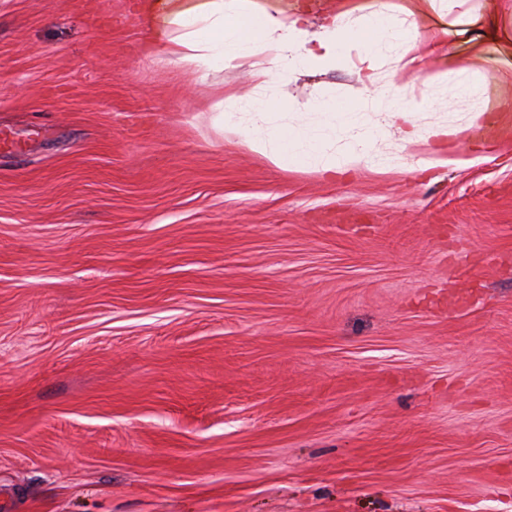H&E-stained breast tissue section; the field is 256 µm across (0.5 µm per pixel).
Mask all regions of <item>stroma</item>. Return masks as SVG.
<instances>
[{"label": "stroma", "mask_w": 512, "mask_h": 512, "mask_svg": "<svg viewBox=\"0 0 512 512\" xmlns=\"http://www.w3.org/2000/svg\"><path fill=\"white\" fill-rule=\"evenodd\" d=\"M387 6L423 40L429 0ZM132 0H0V512H512V141L286 170L217 136L257 98L512 109V48L264 84L148 55ZM476 92L430 83L449 55Z\"/></svg>", "instance_id": "stroma-1"}]
</instances>
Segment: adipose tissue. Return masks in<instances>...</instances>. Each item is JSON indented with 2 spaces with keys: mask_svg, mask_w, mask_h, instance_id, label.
Listing matches in <instances>:
<instances>
[{
  "mask_svg": "<svg viewBox=\"0 0 512 512\" xmlns=\"http://www.w3.org/2000/svg\"><path fill=\"white\" fill-rule=\"evenodd\" d=\"M439 10L448 22L432 31L428 42L447 40L480 49L484 42L499 39L495 21L481 22L470 7V0H438ZM140 23L151 33L154 50L169 63L209 76L234 68L238 59L259 56L255 76L260 82L308 69H328L350 54L363 52L362 61L374 64L376 44L398 51L404 40L403 29L390 13L378 9L366 17L363 28L343 29L342 15L356 11L354 0H339L335 10L326 13L317 31H308L302 12L260 7L256 0H137ZM400 68L410 69L415 59L400 55ZM224 96H217L213 109L219 110L221 133L242 139L254 153L283 169H310L332 172L336 167L353 169L366 160V149L349 142L340 156L327 153L326 144L338 132L349 131L356 121L352 108L338 109L331 104L317 105L324 118L315 130H293L278 123L271 104L252 105L250 127L240 126L225 109ZM420 103L397 105L391 90L376 91L374 109L388 113L405 143L416 144L431 138H465L467 126L419 128L412 119Z\"/></svg>",
  "mask_w": 512,
  "mask_h": 512,
  "instance_id": "ef3b65f1",
  "label": "adipose tissue"
}]
</instances>
